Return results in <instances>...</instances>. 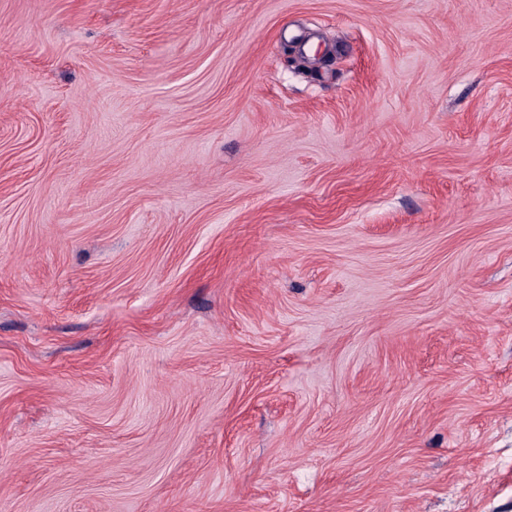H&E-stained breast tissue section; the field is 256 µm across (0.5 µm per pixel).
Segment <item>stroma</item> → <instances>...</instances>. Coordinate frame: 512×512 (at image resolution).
Masks as SVG:
<instances>
[{
	"label": "stroma",
	"mask_w": 512,
	"mask_h": 512,
	"mask_svg": "<svg viewBox=\"0 0 512 512\" xmlns=\"http://www.w3.org/2000/svg\"><path fill=\"white\" fill-rule=\"evenodd\" d=\"M0 512H512V0H0Z\"/></svg>",
	"instance_id": "stroma-1"
}]
</instances>
